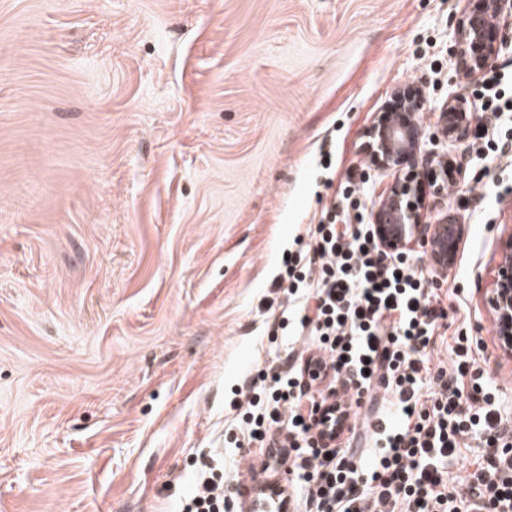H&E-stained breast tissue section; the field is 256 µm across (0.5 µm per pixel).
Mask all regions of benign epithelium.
Wrapping results in <instances>:
<instances>
[{"mask_svg":"<svg viewBox=\"0 0 512 512\" xmlns=\"http://www.w3.org/2000/svg\"><path fill=\"white\" fill-rule=\"evenodd\" d=\"M512 23V0H479L461 11L452 33V50L457 68L476 79L485 71L502 41L497 32L503 22ZM425 109L422 90L393 88L374 113L363 133L372 171L396 176L385 187L372 214L374 232L386 253L415 252L429 241L447 236L444 248L432 255L440 270L451 268L463 235L461 219L446 215L429 224L424 214L429 195H448V185L465 179V165L454 158L451 147L464 140L477 120L474 100L465 95L448 97L436 115L437 136L448 148L426 149V129L420 114ZM505 259L491 277L486 291L503 352L512 353V240L504 245Z\"/></svg>","mask_w":512,"mask_h":512,"instance_id":"7a95c632","label":"benign epithelium"}]
</instances>
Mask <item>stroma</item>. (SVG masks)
Wrapping results in <instances>:
<instances>
[{
  "label": "stroma",
  "mask_w": 512,
  "mask_h": 512,
  "mask_svg": "<svg viewBox=\"0 0 512 512\" xmlns=\"http://www.w3.org/2000/svg\"><path fill=\"white\" fill-rule=\"evenodd\" d=\"M465 0H0V512H180L233 392L285 358L272 280L347 181L387 93L471 94ZM477 193L434 272L512 414L482 300L512 239V164L455 147ZM331 152L332 168L320 166Z\"/></svg>",
  "instance_id": "35a3bbf8"
}]
</instances>
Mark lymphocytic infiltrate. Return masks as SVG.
I'll return each mask as SVG.
<instances>
[{
    "instance_id": "1",
    "label": "lymphocytic infiltrate",
    "mask_w": 512,
    "mask_h": 512,
    "mask_svg": "<svg viewBox=\"0 0 512 512\" xmlns=\"http://www.w3.org/2000/svg\"><path fill=\"white\" fill-rule=\"evenodd\" d=\"M473 147L505 156L497 123L512 125V60L476 92ZM356 183L309 236H297L273 285L286 299L278 326L300 349L235 393L245 428L235 448L259 442L261 479L290 465L288 512H512V422L494 393L470 378L474 339L454 338L451 366L427 352L448 317L437 289L406 253L381 255ZM344 378L334 399L321 385ZM432 386V402L421 400ZM486 452L448 484L465 437ZM224 476L203 466L184 512H233Z\"/></svg>"
}]
</instances>
